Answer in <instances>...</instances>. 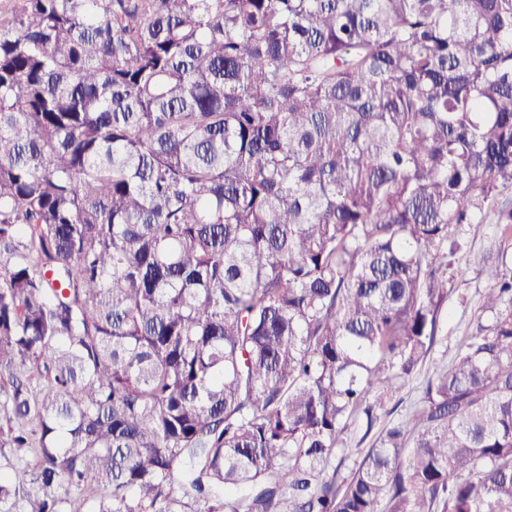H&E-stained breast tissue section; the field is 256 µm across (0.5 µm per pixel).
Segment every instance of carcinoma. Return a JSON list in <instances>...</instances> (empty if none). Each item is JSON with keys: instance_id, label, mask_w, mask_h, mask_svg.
<instances>
[{"instance_id": "obj_1", "label": "carcinoma", "mask_w": 512, "mask_h": 512, "mask_svg": "<svg viewBox=\"0 0 512 512\" xmlns=\"http://www.w3.org/2000/svg\"><path fill=\"white\" fill-rule=\"evenodd\" d=\"M11 2L0 512H512V0ZM511 201L510 190L498 192L488 202L483 212L474 216V222L481 224L480 232L475 238H469L467 247L457 257L456 265L465 269V274L454 280L456 290L448 298V307L444 310L443 324L447 338L427 359L418 377L397 395V398H402V402L397 406L393 417L404 415L410 409L417 395L415 388L426 381L428 369L437 365H447L462 337L475 325L480 313V295L489 288V283L481 272L484 259L504 248H508L509 254L512 251V241L502 238L500 226L496 223L494 215V210L510 206ZM397 398L390 403L389 408L395 404Z\"/></svg>"}]
</instances>
